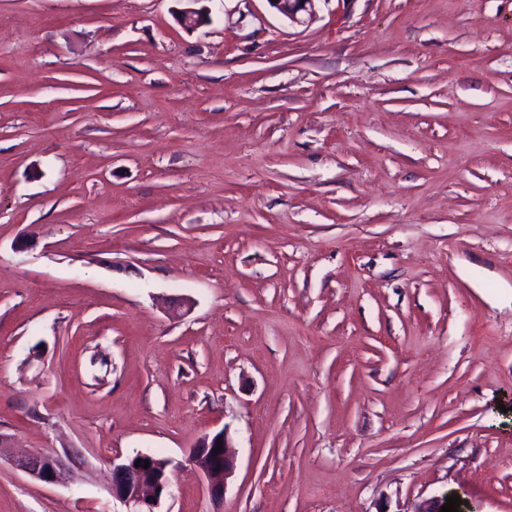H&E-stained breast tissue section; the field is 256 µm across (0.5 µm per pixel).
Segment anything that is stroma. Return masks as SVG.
<instances>
[{
	"mask_svg": "<svg viewBox=\"0 0 512 512\" xmlns=\"http://www.w3.org/2000/svg\"><path fill=\"white\" fill-rule=\"evenodd\" d=\"M184 6L0 0V512H512V0ZM268 3L289 21L304 23V16L312 18L315 15V2L318 0H267ZM218 439H221V451L213 454ZM226 430L203 436L193 448L189 461L202 474L212 500L220 502L224 498L227 480L235 466V451ZM69 462L66 454L42 452L19 456L13 460V465L34 481L52 484L68 468ZM142 459L139 467L136 460ZM138 453L116 462L112 461V498L129 510L123 512H164L160 510L162 500L169 494V460ZM144 460L149 468L144 469Z\"/></svg>",
	"mask_w": 512,
	"mask_h": 512,
	"instance_id": "1",
	"label": "stroma"
}]
</instances>
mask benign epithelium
Masks as SVG:
<instances>
[{
    "label": "benign epithelium",
    "mask_w": 512,
    "mask_h": 512,
    "mask_svg": "<svg viewBox=\"0 0 512 512\" xmlns=\"http://www.w3.org/2000/svg\"><path fill=\"white\" fill-rule=\"evenodd\" d=\"M185 2L188 7L181 11L180 21L186 29L192 30L207 21L204 12L192 7L198 0ZM315 2L317 0H268L279 14L296 24L303 23L306 16L315 15ZM219 440L222 441L221 451L215 454L213 450ZM138 459L149 461V468L135 466ZM189 461L204 477L212 500H223L227 480L235 466V451L226 430L203 436L193 448ZM69 462L65 454L42 452L19 456L13 460V465L34 481L52 484L68 468ZM169 466L167 460L142 453L112 462V498L124 504L127 512H161L162 500L169 494Z\"/></svg>",
    "instance_id": "obj_1"
}]
</instances>
